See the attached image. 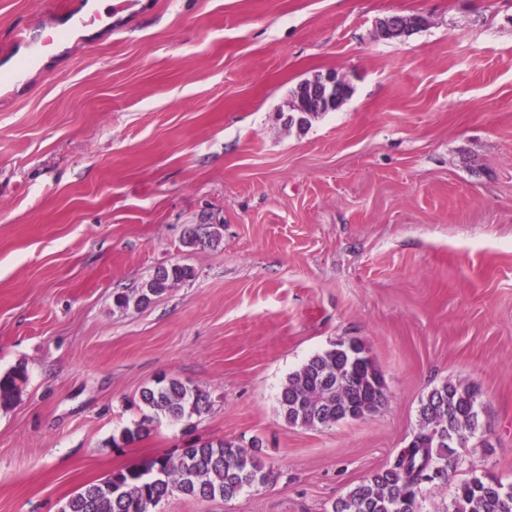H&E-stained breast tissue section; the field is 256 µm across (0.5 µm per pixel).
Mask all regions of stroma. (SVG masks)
I'll return each instance as SVG.
<instances>
[{"label":"stroma","mask_w":512,"mask_h":512,"mask_svg":"<svg viewBox=\"0 0 512 512\" xmlns=\"http://www.w3.org/2000/svg\"><path fill=\"white\" fill-rule=\"evenodd\" d=\"M69 0H0V512H60L81 486L196 439L258 443L273 484L161 512H330L409 444L422 397L478 389L482 429L448 486L512 482V0H107L75 32ZM419 15L385 39L378 20ZM353 92L306 130L280 111L313 74ZM214 244L187 247L198 226ZM192 268L144 308L115 293ZM387 386L372 416L291 427L289 373L336 342ZM210 395L190 423L130 445L161 377ZM27 383V370L19 364L0 373V407L13 405L21 396Z\"/></svg>","instance_id":"1"}]
</instances>
